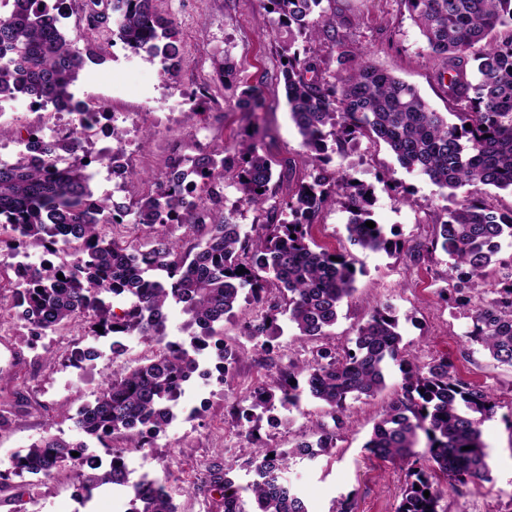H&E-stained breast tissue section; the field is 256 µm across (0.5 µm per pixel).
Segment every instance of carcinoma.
Listing matches in <instances>:
<instances>
[{
    "instance_id": "carcinoma-1",
    "label": "carcinoma",
    "mask_w": 512,
    "mask_h": 512,
    "mask_svg": "<svg viewBox=\"0 0 512 512\" xmlns=\"http://www.w3.org/2000/svg\"><path fill=\"white\" fill-rule=\"evenodd\" d=\"M335 2L266 0L278 23L295 27L303 42L322 36L337 47L332 72L307 46L282 55L290 118L303 148L295 157L276 161L253 141L232 156L225 148L200 154L189 159L187 168L176 156L166 180L127 206L108 199L89 205L90 175L80 162L54 170V156L69 152L68 144L47 145L39 164L19 159L0 166V216L12 220L16 232L0 240V249H40L48 255L28 268L24 290L8 296L9 304L20 301L27 307L38 329L34 337L72 327L94 333L101 326L105 334L137 335L146 347L137 363L113 366L94 401L74 418L80 433L112 449L109 467L85 460L81 443L46 439L0 470L1 493L13 489V475L48 477L66 466L89 498L104 485L123 483V448L152 446L168 424L166 404L177 381L212 346L215 324L235 315L245 291L263 304V312L244 326L243 335L272 338L282 317L299 338L331 335L341 304L355 291L357 270L353 254L329 252L313 241L310 229L322 210L335 204L345 209L349 239L362 252H397L401 245L383 225L366 226L374 191L330 166L329 140L340 155L363 138L382 142L403 168L421 171L439 188L471 187L438 216L433 237L416 243L408 255L419 261L440 250L452 260V268L465 277V286L453 291L454 302L471 319L467 341L512 367V272L474 299L484 287L486 269L495 263L500 240L512 237V210L492 208L481 192L483 186L512 190V0H401L439 61L437 83L453 121L433 109L415 86L377 69L367 50L339 37L345 18L332 7ZM69 10L71 5L56 0H15L11 12L0 15V96L60 101L90 65L102 61L98 48L89 43L80 48L68 36L61 17ZM109 20L112 41L135 54L170 61L163 77L176 76L181 31L157 11L155 0H112V16L92 11L87 16L91 24ZM476 47L477 65L469 71L468 57ZM238 104L250 120L264 107L260 86L243 90ZM230 171L241 201L257 212L254 237L241 234L234 213L216 216L223 207L224 174ZM275 178L288 181V196L277 198L271 189ZM108 212L112 223H100L99 216ZM130 214L146 233L135 244L116 233ZM175 218L185 228L177 241L171 239ZM72 252L79 256L75 263L66 260ZM240 269L243 273L236 274ZM121 295L127 305L117 313L109 298ZM172 302L182 305L188 326L200 329L189 346L176 350L164 343L165 309ZM220 354L222 382L240 354L223 345ZM392 364L403 374L400 392L381 411L364 449L409 464L396 512H448L442 505L447 491L491 481L482 426L499 401L491 391L456 377L446 355L419 363L402 345L396 316L378 303L358 327L353 346L325 343L312 360L278 369L245 396L249 411L242 418L248 423L258 412L298 410L303 399L311 398L328 409L334 429L318 423L312 439L293 448H258L249 462L253 480L245 486L229 478L232 462H212L203 488L221 496L224 512H308L293 489L269 476L281 475L292 458L330 454L345 425L348 401L377 397ZM117 434L124 445L112 444ZM422 437L425 446L419 452ZM134 512H177V507L168 487L157 480L136 495Z\"/></svg>"
}]
</instances>
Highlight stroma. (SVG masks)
Returning a JSON list of instances; mask_svg holds the SVG:
<instances>
[{"mask_svg": "<svg viewBox=\"0 0 512 512\" xmlns=\"http://www.w3.org/2000/svg\"><path fill=\"white\" fill-rule=\"evenodd\" d=\"M158 10L173 18L181 30V68L176 85L161 77L159 61L136 55L113 44L110 28L90 31L92 42L116 55L111 67H93L92 75L112 84V108L135 110L145 99L166 106L171 90H181L190 109L166 132L144 130L136 138L135 165L160 176L170 154L188 157L216 146L234 149L243 137L245 122L237 106L240 89L260 85L266 100L265 120L273 130L264 146L278 159L301 153V139L290 119L282 77L281 54L292 40L288 28L267 13L261 0H156ZM350 27L341 28L344 38L370 52L379 69L414 85L437 111L447 109L435 79L438 68L429 55L417 27L400 0H336ZM332 164L349 170L358 181L374 189V219L387 235L410 246L431 238L435 216L452 199L419 171L400 168L385 145L361 140ZM410 192L408 204L398 203L381 180L384 169ZM347 214L340 206L326 208L313 228L318 244L336 252L351 250L346 231ZM362 266L353 296L342 303L331 330L330 343L349 346L375 303L390 305L403 343L419 361L448 355L461 377L491 390L502 406L485 422L482 441L488 455L492 480L462 493H449L448 512H512V368L497 364L479 345L468 343L465 334L471 320L466 310L451 307L443 289L457 282L447 256L410 260L403 253L357 252ZM261 307L240 301L233 318L218 323L215 330L225 343L238 345L246 354L225 377L212 383L193 411L168 425L154 441L150 462L154 478L179 476L182 467L228 459L232 478L244 485L253 478L249 461L257 444L288 448L308 435L313 424L330 423L325 408L306 399L299 412L288 418L287 431L274 432L267 419L253 422L254 438L240 435L236 427L237 404L274 366L311 359L315 342L297 339L290 326H282L271 352L243 336L242 327L259 316ZM72 336L32 341L25 325L6 315L0 317V373L11 376L0 386V409L11 411V424L0 430V469L16 454L44 437L55 436L69 443H85L89 453L109 460L107 448L85 439L72 417L93 401L104 378L112 370L111 359L95 360L81 370L59 360L51 352H69ZM402 382L398 365H391L385 389L367 402L352 403L346 425L339 432L333 454L292 461L283 477L304 499L308 512H331L340 495L354 493V512H395L401 499L405 472L398 465L370 458L363 445L368 440L382 408L396 398ZM14 484L30 485L22 500L0 503V512H77L73 496L77 484L71 471L34 485L31 475L14 477Z\"/></svg>", "mask_w": 512, "mask_h": 512, "instance_id": "35a3bbf8", "label": "stroma"}]
</instances>
